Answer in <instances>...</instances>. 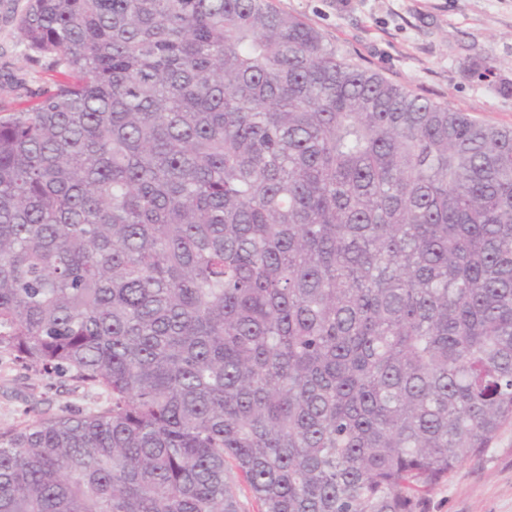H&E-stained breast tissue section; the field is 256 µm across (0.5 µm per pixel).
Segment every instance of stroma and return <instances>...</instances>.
Listing matches in <instances>:
<instances>
[{
  "instance_id": "1",
  "label": "stroma",
  "mask_w": 512,
  "mask_h": 512,
  "mask_svg": "<svg viewBox=\"0 0 512 512\" xmlns=\"http://www.w3.org/2000/svg\"><path fill=\"white\" fill-rule=\"evenodd\" d=\"M28 0H0V107L33 105L55 79L17 25ZM351 62L478 120L512 126V0H272ZM96 387L0 353V432L41 415L103 406ZM417 512H512V424L424 493Z\"/></svg>"
}]
</instances>
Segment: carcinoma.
<instances>
[{"label":"carcinoma","instance_id":"carcinoma-1","mask_svg":"<svg viewBox=\"0 0 512 512\" xmlns=\"http://www.w3.org/2000/svg\"><path fill=\"white\" fill-rule=\"evenodd\" d=\"M0 351L105 408L0 433V512H416L512 421V127L271 0H28Z\"/></svg>","mask_w":512,"mask_h":512}]
</instances>
